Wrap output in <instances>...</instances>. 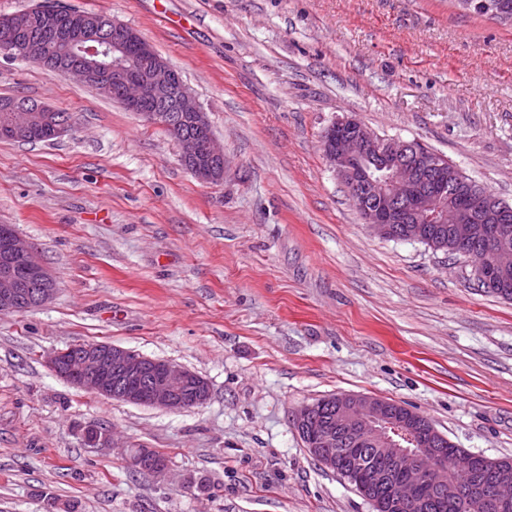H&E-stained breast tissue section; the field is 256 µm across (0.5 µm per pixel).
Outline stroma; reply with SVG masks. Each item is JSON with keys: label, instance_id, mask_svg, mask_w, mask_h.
Listing matches in <instances>:
<instances>
[{"label": "stroma", "instance_id": "obj_1", "mask_svg": "<svg viewBox=\"0 0 512 512\" xmlns=\"http://www.w3.org/2000/svg\"><path fill=\"white\" fill-rule=\"evenodd\" d=\"M137 29L224 147L197 179L175 139L91 87L0 56V95L68 113L0 141V224L58 283L0 312V512H372L308 454L295 411L371 395L457 447L512 457V301L468 263L374 235L321 147L356 116L512 203V25L454 0H67ZM109 342L210 385L174 412L95 395L46 356ZM106 428L114 447L88 445ZM152 448L165 475L133 471Z\"/></svg>", "mask_w": 512, "mask_h": 512}]
</instances>
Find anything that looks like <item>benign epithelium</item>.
<instances>
[{
	"instance_id": "1",
	"label": "benign epithelium",
	"mask_w": 512,
	"mask_h": 512,
	"mask_svg": "<svg viewBox=\"0 0 512 512\" xmlns=\"http://www.w3.org/2000/svg\"><path fill=\"white\" fill-rule=\"evenodd\" d=\"M44 35L28 33L27 16H0V53L25 59L64 77H75L100 94L121 102L128 111L158 124L176 139L184 165L200 180L224 177V149L218 144L206 113L179 74L137 29L113 21L111 29L94 15L47 4L35 8ZM10 134L30 135L36 125L26 107L14 103ZM323 155L342 181L364 223L385 239L426 240L432 225H452L450 250L469 260L482 256L480 270L497 272L502 250L490 247L492 225L512 223V205L486 189L478 199L464 198L453 208L444 205L448 185L463 172L450 168L425 146L377 135L351 115L329 125L321 136ZM57 286L49 268L10 224L0 225V312H21L51 300ZM71 356L54 351L47 356L61 378L97 395L168 411H184L206 403V379L167 360L150 358L103 342L71 346ZM327 416L306 405L294 422L307 451L326 469L339 474L369 499L376 512L424 509L431 489L457 492L455 478L482 469L478 456L463 451L455 458L453 477L426 464L439 458L447 437L421 426L417 416L396 401L376 396L337 397ZM360 444L378 439L376 462L351 468L336 456L341 437ZM86 441L108 448L112 436L96 428ZM129 465L159 476L162 461H144L138 454ZM512 461H495L486 470L488 485L473 487L470 499L488 500L506 512L512 508Z\"/></svg>"
}]
</instances>
